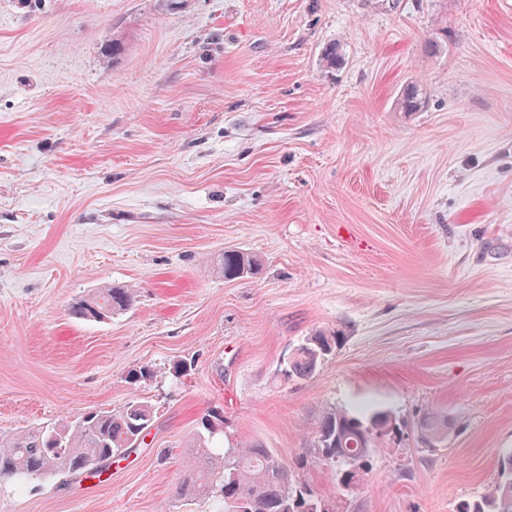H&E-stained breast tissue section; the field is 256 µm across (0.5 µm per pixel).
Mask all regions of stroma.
Returning <instances> with one entry per match:
<instances>
[{
    "label": "stroma",
    "mask_w": 512,
    "mask_h": 512,
    "mask_svg": "<svg viewBox=\"0 0 512 512\" xmlns=\"http://www.w3.org/2000/svg\"><path fill=\"white\" fill-rule=\"evenodd\" d=\"M230 250L260 274H217ZM109 284L132 309L72 317ZM135 398L156 418L101 478L1 486L0 512H223L180 493L214 407L225 447L288 459L327 408L388 410L356 493L303 474L340 512L484 491L512 448V0H0V432ZM397 99V109L401 112H419L425 106L424 89L417 81H411ZM346 336L339 329L315 330L291 348L278 369L285 382L314 376L342 345ZM448 434V420L438 412L429 413L415 428L417 443L423 448H431L442 442Z\"/></svg>",
    "instance_id": "stroma-1"
}]
</instances>
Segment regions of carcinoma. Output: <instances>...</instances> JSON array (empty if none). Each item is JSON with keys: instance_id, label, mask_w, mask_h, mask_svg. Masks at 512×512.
Masks as SVG:
<instances>
[{"instance_id": "carcinoma-1", "label": "carcinoma", "mask_w": 512, "mask_h": 512, "mask_svg": "<svg viewBox=\"0 0 512 512\" xmlns=\"http://www.w3.org/2000/svg\"><path fill=\"white\" fill-rule=\"evenodd\" d=\"M401 112H419L425 106L423 87L416 81L406 84L396 103ZM215 269L226 279L251 277L261 263L255 257L226 251L213 260ZM136 290L107 285L77 303L72 314L97 320L108 313L130 310ZM339 329L315 330L291 348L278 369L285 382L314 376L342 345ZM132 384L153 381L158 371L142 365L127 374ZM157 408L149 400L135 399L122 410H93L78 414L71 422L39 427L11 435H0V483L22 484L28 479H61L92 475L95 462H108L140 442L151 427ZM390 423L389 414L374 409L355 415L329 409L312 432V447L289 462L275 450L261 444L229 448L214 456L209 439L224 430V417L206 413L200 419L196 440L201 456L213 459L203 471L189 466L182 492L193 498L219 496L224 512H324V499L306 480L293 477L292 470L322 464L333 469L339 487L353 493L372 469V448L384 435L380 428ZM448 434V420L438 412L421 419L415 428L417 443L431 448ZM454 512H512V450L498 455V474L485 492L457 503Z\"/></svg>"}]
</instances>
